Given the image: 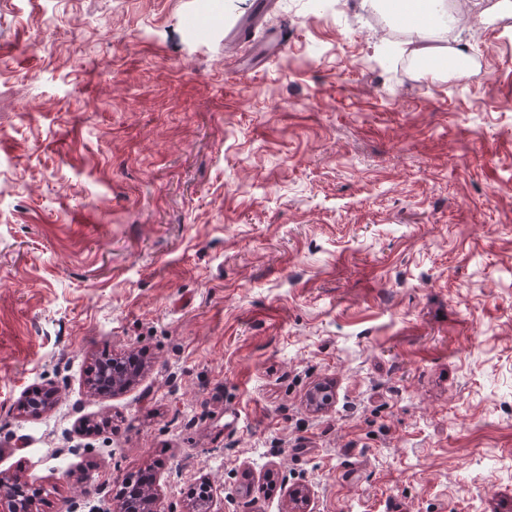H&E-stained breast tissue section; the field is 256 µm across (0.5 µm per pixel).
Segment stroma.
Returning a JSON list of instances; mask_svg holds the SVG:
<instances>
[{
    "mask_svg": "<svg viewBox=\"0 0 512 512\" xmlns=\"http://www.w3.org/2000/svg\"><path fill=\"white\" fill-rule=\"evenodd\" d=\"M496 3L448 35L460 82L375 58L439 32L362 0L234 45L254 0H0V472L34 512H113L138 469L159 512H512ZM103 350L138 381L91 392Z\"/></svg>",
    "mask_w": 512,
    "mask_h": 512,
    "instance_id": "35a3bbf8",
    "label": "stroma"
}]
</instances>
